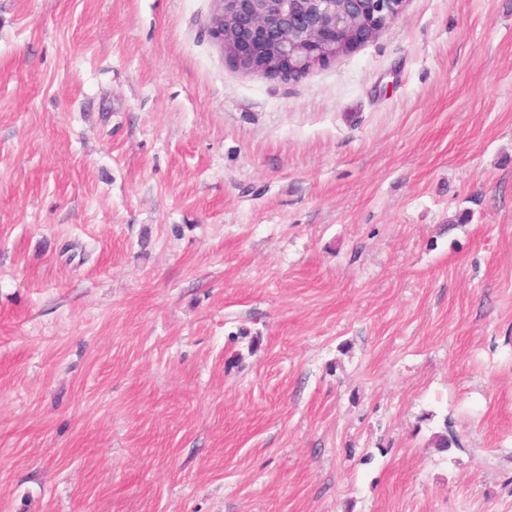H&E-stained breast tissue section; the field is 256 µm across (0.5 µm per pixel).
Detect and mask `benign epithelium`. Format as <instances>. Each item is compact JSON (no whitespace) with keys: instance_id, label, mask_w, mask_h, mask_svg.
<instances>
[{"instance_id":"7a95c632","label":"benign epithelium","mask_w":512,"mask_h":512,"mask_svg":"<svg viewBox=\"0 0 512 512\" xmlns=\"http://www.w3.org/2000/svg\"><path fill=\"white\" fill-rule=\"evenodd\" d=\"M404 0H214L209 29L246 72L298 79L378 37Z\"/></svg>"}]
</instances>
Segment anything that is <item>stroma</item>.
<instances>
[{
    "mask_svg": "<svg viewBox=\"0 0 512 512\" xmlns=\"http://www.w3.org/2000/svg\"><path fill=\"white\" fill-rule=\"evenodd\" d=\"M212 9L0 0V512H512V0ZM404 0H214L209 29L246 72L298 79L378 37Z\"/></svg>",
    "mask_w": 512,
    "mask_h": 512,
    "instance_id": "obj_1",
    "label": "stroma"
}]
</instances>
